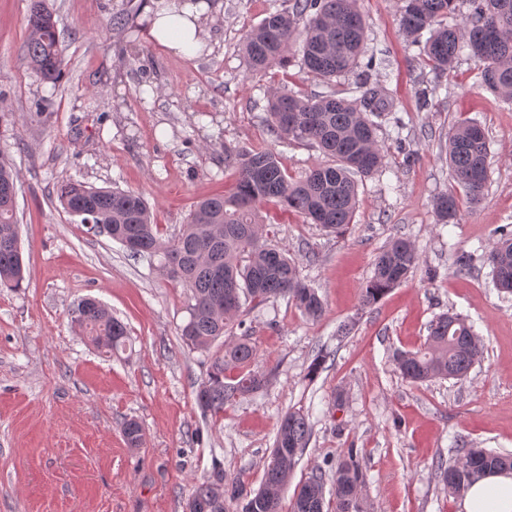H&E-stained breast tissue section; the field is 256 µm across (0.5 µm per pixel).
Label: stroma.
Masks as SVG:
<instances>
[{
  "label": "stroma",
  "instance_id": "stroma-1",
  "mask_svg": "<svg viewBox=\"0 0 512 512\" xmlns=\"http://www.w3.org/2000/svg\"><path fill=\"white\" fill-rule=\"evenodd\" d=\"M206 2L202 45L185 57L151 38L148 0H47L66 63L53 84L23 60L29 0H0V153L18 174L26 267L21 287L0 288V512H185L216 460L259 487L291 410L313 424L293 482L335 471L355 447L370 512H458L437 464L454 462L459 443L512 454V294L495 287L483 260L460 271L452 256L488 252L502 229L512 230V101L480 84L469 56L443 74L426 65L401 32V0H359L366 51L387 65L371 78L386 80L405 142L396 143L392 127L379 130L385 167L360 184L342 232L278 215L272 239L300 259L324 313L309 320L284 298L248 306L256 364L269 382L214 419L195 399L210 356L178 334L188 318L185 289L91 232L57 197L70 179L138 192L167 241L196 201L234 186L225 147L276 149L294 179L325 163L312 144L278 143L267 114L270 90L312 96L324 80L294 60L256 77L241 53L274 0ZM464 119L485 129L489 177L479 204L460 199L457 223L440 224L433 200L454 186L448 134ZM395 237L415 242L420 264L363 307L375 257ZM88 296L126 324L131 349L102 353L72 324ZM451 310L473 325L481 361L461 380L408 384L395 353L419 348L431 321ZM344 323L352 331L337 338ZM322 351L325 367L308 380ZM131 419L143 429L136 448L123 435Z\"/></svg>",
  "mask_w": 512,
  "mask_h": 512
}]
</instances>
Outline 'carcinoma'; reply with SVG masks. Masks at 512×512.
<instances>
[{"mask_svg":"<svg viewBox=\"0 0 512 512\" xmlns=\"http://www.w3.org/2000/svg\"><path fill=\"white\" fill-rule=\"evenodd\" d=\"M400 15L403 34L414 40L428 37L423 52L432 67L450 71L463 49L478 62L480 83L494 95L512 100V0H465L469 13L461 26L442 20L457 10L459 0H404ZM305 20L304 27L299 21ZM366 39L358 0H288L267 13L245 35L241 53L249 73L257 75L287 58L293 46L302 69L329 81L314 97L273 91L268 101L271 132L281 144L307 142L332 158L304 178L291 182L278 153L270 148H224V166L238 179L229 195H214L193 205L182 232L165 242L154 224L148 203L136 192L96 188L78 180L61 185L58 199L73 215L82 210L81 223L91 221L120 242L135 240L134 256L162 255V272L190 293L187 322L180 327L186 346L207 352L224 338V349L212 357L207 377L196 390L201 410L212 416L224 406L262 390L267 375L254 369L257 350L243 328L245 305L287 298L315 320L324 310L318 291L305 283L299 263L267 239L261 209L272 205L295 212L329 232L352 223L358 197V179L376 174L384 155L377 139L378 120L394 111L386 83L368 81L375 69L371 56L358 74L352 96L336 91L330 80L360 65ZM25 58L45 79L61 72L63 49L57 21L46 0H31L27 17ZM489 143L474 121L458 123L448 136V164L454 179L471 203L481 200L489 169ZM17 173L0 157V288H18L24 280L22 250L17 231L15 200ZM438 221L452 224L458 203L454 193L434 200ZM494 283L512 293V232L486 254ZM420 264L413 242L397 237L379 252L373 276L362 291L363 305L375 304L399 286ZM72 322L100 352L116 353L129 342L127 326L100 302L81 300ZM482 344L473 326L454 312L439 316L429 327L424 347L400 351L394 361L400 375L412 384L467 376L481 358ZM308 415L290 411L281 420L274 446L264 466L262 484L251 490L239 478H227L219 461L194 487L187 512H284V491L310 440ZM512 470V454L485 448L459 449V459L437 464L438 478L450 495L463 493L490 474ZM366 473L355 449L336 469L335 512H367L361 489ZM323 476L312 475L294 492L289 512H325Z\"/></svg>","mask_w":512,"mask_h":512,"instance_id":"obj_1","label":"carcinoma"}]
</instances>
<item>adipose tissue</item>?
<instances>
[{
    "label": "adipose tissue",
    "mask_w": 512,
    "mask_h": 512,
    "mask_svg": "<svg viewBox=\"0 0 512 512\" xmlns=\"http://www.w3.org/2000/svg\"><path fill=\"white\" fill-rule=\"evenodd\" d=\"M154 9L153 38L163 47L183 53L197 44L200 11L191 0H150ZM459 512H512V472H500L475 482L463 494Z\"/></svg>",
    "instance_id": "1"
}]
</instances>
